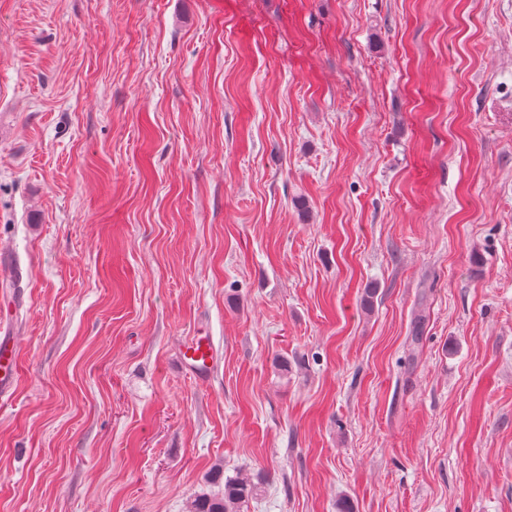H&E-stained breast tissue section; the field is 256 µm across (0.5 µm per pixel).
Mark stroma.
<instances>
[{
    "mask_svg": "<svg viewBox=\"0 0 512 512\" xmlns=\"http://www.w3.org/2000/svg\"><path fill=\"white\" fill-rule=\"evenodd\" d=\"M0 257V512H512V0H0ZM0 331H4V336H0V404L3 406L13 394L18 367L16 345L7 330L0 328ZM181 353V368L199 377H205L214 368L215 346L207 336H190L184 341ZM262 492V480L228 479L221 496L200 495L194 498L188 512H241L240 508Z\"/></svg>",
    "mask_w": 512,
    "mask_h": 512,
    "instance_id": "stroma-1",
    "label": "stroma"
}]
</instances>
